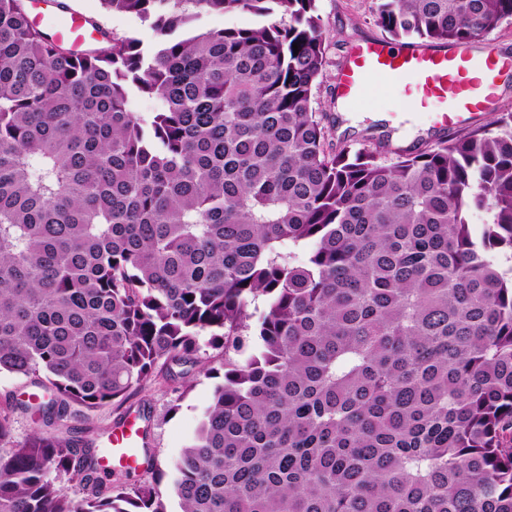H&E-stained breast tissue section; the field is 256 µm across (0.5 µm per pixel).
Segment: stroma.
<instances>
[{
  "label": "stroma",
  "mask_w": 512,
  "mask_h": 512,
  "mask_svg": "<svg viewBox=\"0 0 512 512\" xmlns=\"http://www.w3.org/2000/svg\"><path fill=\"white\" fill-rule=\"evenodd\" d=\"M69 10L99 21L116 36L137 35L145 44H154L155 33L131 15L106 12L101 0H65ZM327 44L328 66L317 92L329 139L336 147L359 148L368 138L388 137L391 148H422L432 144L441 132L435 128L431 107L417 106L414 116H407L400 98L387 89L381 79H373L363 98L351 104L349 111L337 106L336 78L355 46L374 39H386L374 15V0H318ZM214 379L198 375L185 395H178L174 383L149 381L130 399L129 407L147 405L151 409L149 448L152 458L168 465L178 458L194 436L210 404ZM33 388L29 378L0 374V413L9 415L14 441H23L33 430L26 414L15 411L14 403L26 399ZM178 401L177 412H170L171 401Z\"/></svg>",
  "instance_id": "obj_1"
}]
</instances>
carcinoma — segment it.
<instances>
[{
    "mask_svg": "<svg viewBox=\"0 0 512 512\" xmlns=\"http://www.w3.org/2000/svg\"><path fill=\"white\" fill-rule=\"evenodd\" d=\"M101 3L158 41L87 19L104 45L77 54L0 0V373L41 390L0 512H512V112L389 161L336 151L317 0ZM375 17L467 45L512 0ZM198 370L213 401L147 482L66 426ZM259 21V18L250 14H241L236 16H226L221 14H206L203 15L198 23L201 31L209 29L223 28L225 25H241L252 26Z\"/></svg>",
    "mask_w": 512,
    "mask_h": 512,
    "instance_id": "obj_1",
    "label": "carcinoma"
}]
</instances>
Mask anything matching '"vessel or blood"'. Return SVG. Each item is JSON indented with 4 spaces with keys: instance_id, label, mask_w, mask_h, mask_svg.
Listing matches in <instances>:
<instances>
[{
    "instance_id": "b4317fda",
    "label": "vessel or blood",
    "mask_w": 512,
    "mask_h": 512,
    "mask_svg": "<svg viewBox=\"0 0 512 512\" xmlns=\"http://www.w3.org/2000/svg\"><path fill=\"white\" fill-rule=\"evenodd\" d=\"M52 22L57 36L73 46H81L93 37L80 14L57 15ZM507 72L512 73V56L491 47L479 52L442 51L368 41L350 53L337 75L336 91L339 97L353 101L360 97L368 78H386L403 96L415 94L421 103H437L436 125L451 130L471 124L488 110L496 98L498 81ZM140 432L136 416L120 418L107 439L109 451L104 466H137L132 448Z\"/></svg>"
}]
</instances>
